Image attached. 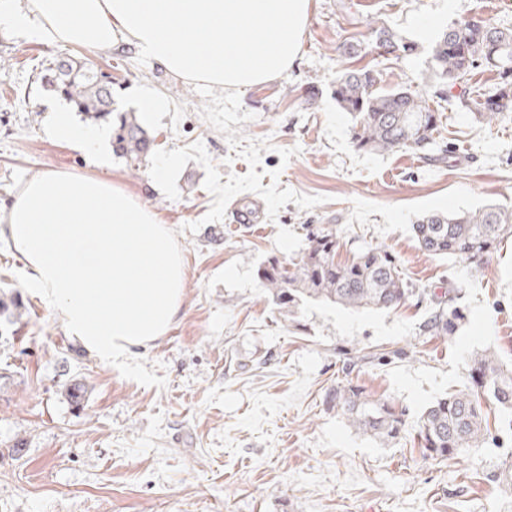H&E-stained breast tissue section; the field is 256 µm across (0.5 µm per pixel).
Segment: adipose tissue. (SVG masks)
Returning <instances> with one entry per match:
<instances>
[{
	"label": "adipose tissue",
	"mask_w": 512,
	"mask_h": 512,
	"mask_svg": "<svg viewBox=\"0 0 512 512\" xmlns=\"http://www.w3.org/2000/svg\"><path fill=\"white\" fill-rule=\"evenodd\" d=\"M310 0H0V27L43 43L112 48L123 36L170 73L226 89L276 79L293 64ZM53 135L105 159L106 129L54 110ZM26 286L100 361L121 364L163 336L183 303L185 267L168 225L100 178L47 171L28 180L0 236Z\"/></svg>",
	"instance_id": "obj_1"
}]
</instances>
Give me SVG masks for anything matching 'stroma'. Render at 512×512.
<instances>
[{
	"instance_id": "stroma-1",
	"label": "stroma",
	"mask_w": 512,
	"mask_h": 512,
	"mask_svg": "<svg viewBox=\"0 0 512 512\" xmlns=\"http://www.w3.org/2000/svg\"><path fill=\"white\" fill-rule=\"evenodd\" d=\"M374 19L417 53L339 56L338 45L368 40ZM462 20L512 29V0H311L294 65L244 90L181 79L128 42L49 47L0 28V219L44 171L101 177L169 224L186 270L171 329L111 366L24 288L19 255L0 239V512H512V489L494 479L512 461L500 419L484 447L439 462L408 439L381 447L326 401L351 380L413 421L463 382L473 353L512 366V238L477 271L425 254L412 230L433 212L512 210V112L483 122L442 102L437 145L449 156L432 166L409 151H357L333 96L339 71L374 64L385 88L434 92L433 38ZM58 56L111 80L113 119L137 113L155 141L139 170L116 153L88 160L51 134L65 99L44 75ZM143 88L166 111L141 113ZM171 155L177 165L153 180ZM251 203L259 223H233ZM311 228L336 232L343 260L387 248L413 295L389 311L306 299L284 317L258 269L299 256ZM443 296L467 318L432 336L423 324ZM74 383L87 389L77 407Z\"/></svg>"
}]
</instances>
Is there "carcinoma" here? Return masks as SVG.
<instances>
[{"label":"carcinoma","mask_w":512,"mask_h":512,"mask_svg":"<svg viewBox=\"0 0 512 512\" xmlns=\"http://www.w3.org/2000/svg\"><path fill=\"white\" fill-rule=\"evenodd\" d=\"M370 51L398 59L414 54L417 42L398 36L384 23H370ZM431 65L437 97L457 99L475 117L491 121L512 112V31L470 20L442 30L431 47ZM483 67L497 75L494 87L481 92L468 86L471 72ZM58 88L77 111L90 121L112 114V87L97 74L71 59L52 62ZM382 71L370 66L347 70L336 79L333 95L341 111L352 116L351 139L365 153L402 150L422 155L427 162L448 163V150L434 152V134L444 113L429 104V96L409 87L386 89ZM116 140L128 166L138 167L153 141L137 118H121ZM420 249L448 256L477 270L484 268L504 238L512 237V210L490 206L478 212L430 213L414 225ZM336 234L320 230L307 248L290 261L272 257L260 280L271 301L290 316L304 299H323L351 308L389 310L399 307L409 288L395 255L382 246H367L351 260L336 261ZM464 319L458 308H433L423 330L433 336H452ZM350 427L388 445L413 432L422 454L434 460L459 459L478 448L489 434L483 401L512 421V368L491 352L474 355L466 382L431 403L416 421L408 423L406 410L374 398L362 387L347 383L327 394Z\"/></svg>","instance_id":"cac0c4a2"}]
</instances>
